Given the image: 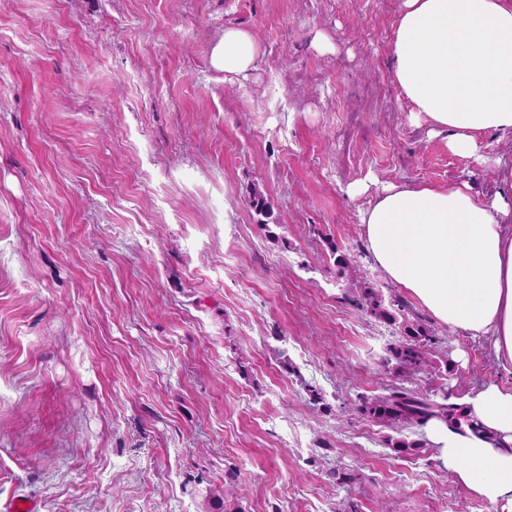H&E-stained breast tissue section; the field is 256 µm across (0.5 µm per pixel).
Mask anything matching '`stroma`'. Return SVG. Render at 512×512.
Segmentation results:
<instances>
[{
  "label": "stroma",
  "mask_w": 512,
  "mask_h": 512,
  "mask_svg": "<svg viewBox=\"0 0 512 512\" xmlns=\"http://www.w3.org/2000/svg\"><path fill=\"white\" fill-rule=\"evenodd\" d=\"M401 9L0 0V512H512L362 409L512 388L368 249L388 186L512 194L511 133L463 159L411 121ZM230 26L262 48L244 77L211 65ZM412 324L433 361L408 370Z\"/></svg>",
  "instance_id": "obj_1"
}]
</instances>
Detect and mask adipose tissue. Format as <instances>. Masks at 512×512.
Wrapping results in <instances>:
<instances>
[{"label": "adipose tissue", "mask_w": 512, "mask_h": 512, "mask_svg": "<svg viewBox=\"0 0 512 512\" xmlns=\"http://www.w3.org/2000/svg\"><path fill=\"white\" fill-rule=\"evenodd\" d=\"M260 51L251 31L230 27L211 64L243 75ZM391 59L412 114L448 133L455 155L476 157L482 134L512 132V0H403ZM361 222L389 280L442 324L490 337L512 367V203L466 185H393ZM466 412L482 433L432 422L440 459L486 500L512 502V389L488 386Z\"/></svg>", "instance_id": "ef3b65f1"}]
</instances>
